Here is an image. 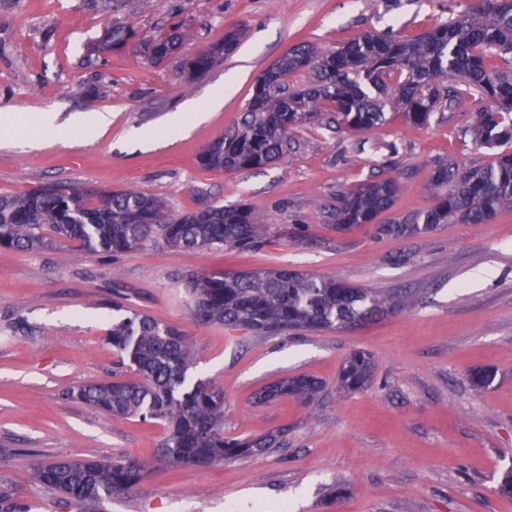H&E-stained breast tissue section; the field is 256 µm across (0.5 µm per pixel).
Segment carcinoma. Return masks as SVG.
<instances>
[{"label":"carcinoma","mask_w":512,"mask_h":512,"mask_svg":"<svg viewBox=\"0 0 512 512\" xmlns=\"http://www.w3.org/2000/svg\"><path fill=\"white\" fill-rule=\"evenodd\" d=\"M133 36L126 27H111L95 50L122 48ZM240 36L237 30L224 33V40L198 53L180 74L189 78L207 71L235 49ZM179 43L180 34L159 31L144 40V47L157 61L176 52ZM301 72L309 74L307 82L291 86L290 77ZM475 96L489 104L477 112L471 137L480 147L499 149L495 162L463 172L453 164L436 166L428 187L437 203L419 215L422 223L383 231L403 235L441 224H485L512 205V0H479L478 7L411 36L362 32L329 51L312 43L295 45L257 78L242 126L207 145L200 162L208 170L263 168L285 155L290 133L307 125L366 129L399 113L413 125H426L442 102ZM398 193L393 177L346 190L335 208L336 226L349 230L371 223L394 205ZM166 210L162 199L144 191L81 190L47 182L0 195V247L34 251L57 237L108 254L151 242L245 254L262 250L275 234H287L245 203L208 205L178 216ZM186 290L199 323L240 327L263 337L354 328L393 308V299L379 290L285 268L191 274ZM108 341L129 359L135 377L88 383L68 396L102 415L138 416L163 425L167 436L157 460L171 467H208L257 457L275 441L273 436H224V392L202 380L187 383L194 348L176 327L135 313L112 324ZM374 368L371 354L351 352L339 374L340 388H365ZM468 380L483 390L494 373L476 368ZM319 389L312 378H286L264 387L255 401L311 399ZM149 466L133 455L107 462L59 458L35 464L34 480L78 512H97L103 500L136 486Z\"/></svg>","instance_id":"1"}]
</instances>
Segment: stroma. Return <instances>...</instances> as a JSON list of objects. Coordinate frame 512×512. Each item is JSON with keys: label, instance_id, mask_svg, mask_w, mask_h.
I'll return each mask as SVG.
<instances>
[{"label": "stroma", "instance_id": "1", "mask_svg": "<svg viewBox=\"0 0 512 512\" xmlns=\"http://www.w3.org/2000/svg\"><path fill=\"white\" fill-rule=\"evenodd\" d=\"M475 0H0V194L46 182L135 190L177 215L209 204H250L277 224H303L307 239H272L261 251L151 244L107 255L73 241L39 251L0 248V483L26 512L50 508L32 477L37 459L151 460L143 480L102 512H512L498 483L512 469V207L486 224H444L413 235L410 224L434 201L426 185L440 163L486 166L494 152L469 134L481 107L470 98L441 107L430 123L403 116L365 131L307 126L287 155L263 169L211 171L201 151L241 125L257 77L290 47L323 50L365 30L408 35L474 6ZM135 36L104 56L93 49L108 27ZM178 27L183 41L154 63L141 37ZM236 49L187 79L180 63L225 31ZM223 90L224 106L187 135L163 125L179 106ZM107 112L94 139L45 138L25 145L27 117ZM396 178L400 192L375 223L340 232L332 211L358 184ZM287 267L360 288H379L392 311L356 328L259 337L200 324L185 292L188 274ZM148 314L194 343L188 379L224 391V434L276 433L255 459L212 467L155 462L165 430L136 417L100 415L66 399V389L111 377L120 356L106 339L113 322ZM376 369L359 392L337 377L352 350ZM491 368L474 390L468 374ZM308 375L323 388L314 402H254L263 387Z\"/></svg>", "mask_w": 512, "mask_h": 512}]
</instances>
